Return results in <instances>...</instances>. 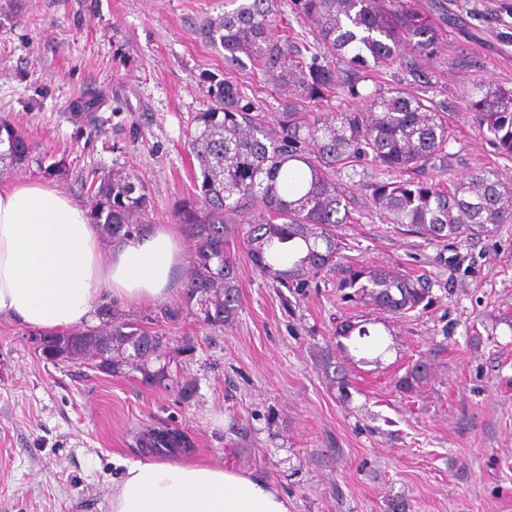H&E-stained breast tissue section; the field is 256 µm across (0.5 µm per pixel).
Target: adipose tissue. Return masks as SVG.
<instances>
[{"label": "adipose tissue", "mask_w": 512, "mask_h": 512, "mask_svg": "<svg viewBox=\"0 0 512 512\" xmlns=\"http://www.w3.org/2000/svg\"><path fill=\"white\" fill-rule=\"evenodd\" d=\"M165 226L106 244L88 210L38 180L0 188V317L44 334L79 326L102 294L156 304L181 262ZM112 512H289L257 478L205 464L137 461L112 484Z\"/></svg>", "instance_id": "ef3b65f1"}]
</instances>
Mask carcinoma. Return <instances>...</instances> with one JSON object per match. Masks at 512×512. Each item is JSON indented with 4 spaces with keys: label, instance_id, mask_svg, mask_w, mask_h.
I'll list each match as a JSON object with an SVG mask.
<instances>
[{
    "label": "carcinoma",
    "instance_id": "carcinoma-1",
    "mask_svg": "<svg viewBox=\"0 0 512 512\" xmlns=\"http://www.w3.org/2000/svg\"><path fill=\"white\" fill-rule=\"evenodd\" d=\"M309 26L314 52L306 57L277 39L276 0H224V16L207 25L214 48L224 50L227 68L263 71L284 95L282 111L271 119L258 111L242 86L209 78L210 105L196 115L191 151L199 163L198 193L176 211L193 243L184 301L202 321L224 325L239 309L235 261L229 251L234 230L248 225L243 243L256 270L286 288L341 269L339 288L354 305L373 306L404 317L428 307L429 286L397 271L364 265L340 266L336 225L350 222L343 179L375 167L388 179L371 184V209L387 223L430 240L453 241L496 232L512 224V187L488 170L444 181L450 140L442 105L404 85L383 87V73L395 66L419 70L417 59L435 66L436 29L431 18L404 0H290ZM372 79L365 94L358 83ZM349 96L360 107L326 112L321 103ZM465 116L498 154L512 159V89L478 83L464 92ZM0 168L29 159L24 134L0 118ZM424 174L404 180L406 171ZM93 223L114 240L141 236L150 229V197L128 174L94 180ZM100 325L78 340L72 333L50 341L69 357L117 373L125 364L149 382L167 379L154 371L161 338L120 320L112 306L100 308ZM370 320L336 326L343 340L374 336ZM422 364L397 380L412 391L426 377Z\"/></svg>",
    "mask_w": 512,
    "mask_h": 512
}]
</instances>
